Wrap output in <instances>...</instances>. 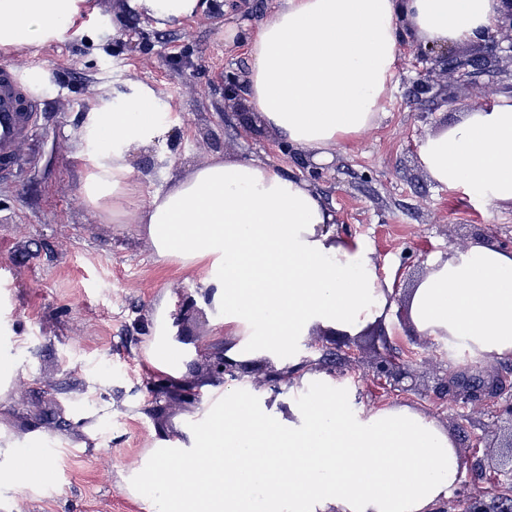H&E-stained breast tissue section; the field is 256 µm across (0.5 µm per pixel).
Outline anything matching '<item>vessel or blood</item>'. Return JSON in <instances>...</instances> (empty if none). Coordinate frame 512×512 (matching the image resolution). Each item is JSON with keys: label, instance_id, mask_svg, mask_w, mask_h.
<instances>
[{"label": "vessel or blood", "instance_id": "1", "mask_svg": "<svg viewBox=\"0 0 512 512\" xmlns=\"http://www.w3.org/2000/svg\"><path fill=\"white\" fill-rule=\"evenodd\" d=\"M41 96L25 79L7 66H0V176L20 169L15 151L18 142L35 140L42 130Z\"/></svg>", "mask_w": 512, "mask_h": 512}]
</instances>
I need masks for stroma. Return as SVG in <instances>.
I'll list each match as a JSON object with an SVG mask.
<instances>
[{
  "label": "stroma",
  "instance_id": "1",
  "mask_svg": "<svg viewBox=\"0 0 512 512\" xmlns=\"http://www.w3.org/2000/svg\"><path fill=\"white\" fill-rule=\"evenodd\" d=\"M278 4L224 0L216 13L211 0H200L194 17L163 25L129 0H86L59 39L0 50V63L46 76L40 138L17 147L19 156L39 161L0 179V349L19 371L16 387L0 398V448L37 437L57 449L49 475L0 486V512H159V499L130 492L125 476L157 440H184L183 425H199L211 389L224 387L211 379L192 400L165 391L171 371L195 372L224 347V316L201 301L209 264L186 268L161 257L146 225L85 202L81 130L103 98L143 84L166 104L169 140L133 161L152 174L136 189L140 204L189 167L233 153L307 179L333 208L337 229L364 241L381 277L400 292L460 242L512 250L511 207L437 188L417 157L420 141L457 120L466 103L512 94V39L498 36L488 72L461 82L438 77L434 99L417 96L414 45L402 42L378 126L319 163L267 132L245 131L240 110L224 105L225 77H245L246 39ZM448 89L456 104L443 101ZM166 315L178 320L175 357L157 347L156 327ZM387 348L413 373L409 389L374 376ZM338 355L336 378L363 403L407 404L448 427L459 444L462 482L492 473L494 443L511 426L490 408L440 392L439 384L456 374L494 378L512 398V360H459L447 346L415 336L398 308L388 323L346 338ZM78 409L84 419H75Z\"/></svg>",
  "mask_w": 512,
  "mask_h": 512
}]
</instances>
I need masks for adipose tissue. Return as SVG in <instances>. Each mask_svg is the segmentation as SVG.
Masks as SVG:
<instances>
[{
    "instance_id": "obj_1",
    "label": "adipose tissue",
    "mask_w": 512,
    "mask_h": 512,
    "mask_svg": "<svg viewBox=\"0 0 512 512\" xmlns=\"http://www.w3.org/2000/svg\"><path fill=\"white\" fill-rule=\"evenodd\" d=\"M83 0H0V47L55 40ZM502 0H280L249 38L248 98L262 125L318 161L375 128L403 34L423 47L462 45L493 28ZM139 86L102 100L83 128L92 168L87 204L146 225L160 255L191 266L217 257L210 303L224 312L233 364L285 373L292 350L388 320L394 290L373 252L340 235L306 180L260 159L214 157L147 205L134 202L131 161L170 129ZM418 158L439 188L512 206V98L428 134ZM420 337L473 360L512 357V251L477 241L433 258L406 300ZM187 442L152 451L132 483L155 486L168 512H439L461 477L446 426L402 404L373 407L326 372L288 392L224 388V403ZM179 461L169 470V461Z\"/></svg>"
}]
</instances>
